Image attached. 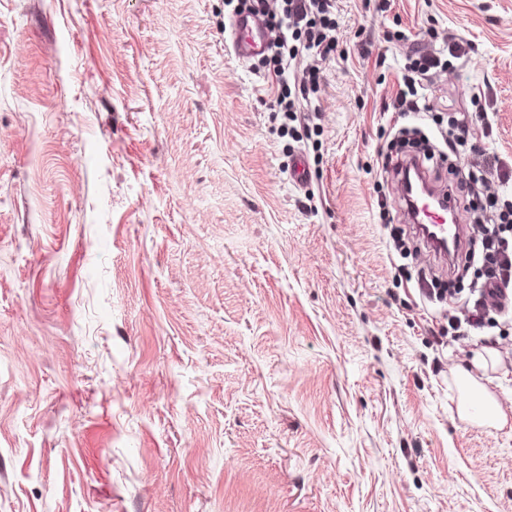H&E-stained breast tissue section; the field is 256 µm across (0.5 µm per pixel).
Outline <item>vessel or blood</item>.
Instances as JSON below:
<instances>
[{"label":"vessel or blood","instance_id":"1","mask_svg":"<svg viewBox=\"0 0 512 512\" xmlns=\"http://www.w3.org/2000/svg\"><path fill=\"white\" fill-rule=\"evenodd\" d=\"M232 49L241 60H249L260 53L268 43L263 23L255 16H239L233 19ZM443 211L432 210L430 203L418 205L416 231L426 247L439 258L462 255L467 248V235L459 219L460 201L455 196L444 198Z\"/></svg>","mask_w":512,"mask_h":512}]
</instances>
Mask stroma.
I'll use <instances>...</instances> for the list:
<instances>
[{
	"instance_id": "obj_1",
	"label": "stroma",
	"mask_w": 512,
	"mask_h": 512,
	"mask_svg": "<svg viewBox=\"0 0 512 512\" xmlns=\"http://www.w3.org/2000/svg\"><path fill=\"white\" fill-rule=\"evenodd\" d=\"M224 0H0V512H512V322L434 344L455 271L385 165L400 128L472 119L512 197V0H336L316 113L231 47ZM424 116L405 54L448 38ZM306 185L290 173L296 154ZM461 378L460 415H465L471 402L476 399L483 409V414L479 416L480 421L491 422L498 427H503L507 423V415L492 393L477 380L476 376L469 369L462 370Z\"/></svg>"
}]
</instances>
